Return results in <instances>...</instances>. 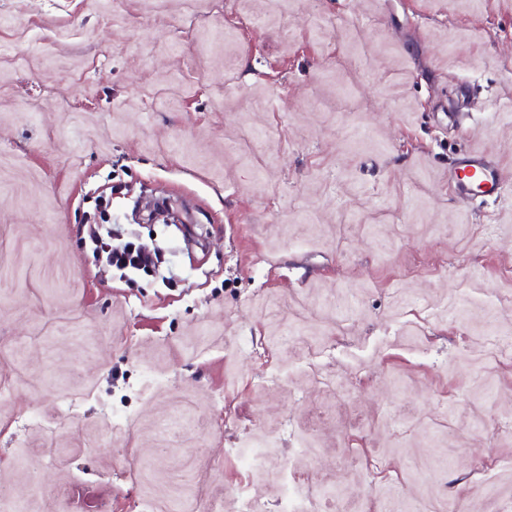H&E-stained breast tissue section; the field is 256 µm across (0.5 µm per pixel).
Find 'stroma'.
I'll return each mask as SVG.
<instances>
[{
  "instance_id": "stroma-1",
  "label": "stroma",
  "mask_w": 512,
  "mask_h": 512,
  "mask_svg": "<svg viewBox=\"0 0 512 512\" xmlns=\"http://www.w3.org/2000/svg\"><path fill=\"white\" fill-rule=\"evenodd\" d=\"M497 338L512 0H0V512H512ZM455 191L463 199L477 193L482 197L500 194L499 176L495 167L478 155L464 154L456 160ZM108 258L113 267L119 271L125 270H145L144 265H148L146 258L142 259L138 250L131 246H125L122 249H113L108 252Z\"/></svg>"
}]
</instances>
